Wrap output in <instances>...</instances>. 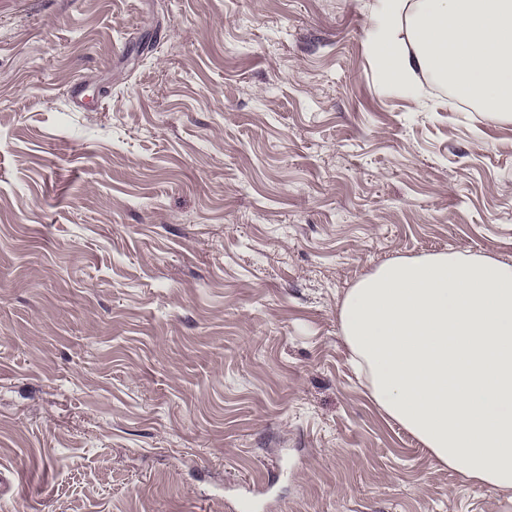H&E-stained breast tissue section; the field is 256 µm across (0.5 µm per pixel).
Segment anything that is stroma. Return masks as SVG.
<instances>
[{
  "instance_id": "obj_1",
  "label": "stroma",
  "mask_w": 512,
  "mask_h": 512,
  "mask_svg": "<svg viewBox=\"0 0 512 512\" xmlns=\"http://www.w3.org/2000/svg\"><path fill=\"white\" fill-rule=\"evenodd\" d=\"M370 5L0 0V512H512L340 332L394 257L512 259V122L383 85Z\"/></svg>"
}]
</instances>
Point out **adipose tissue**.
<instances>
[{
    "instance_id": "obj_1",
    "label": "adipose tissue",
    "mask_w": 512,
    "mask_h": 512,
    "mask_svg": "<svg viewBox=\"0 0 512 512\" xmlns=\"http://www.w3.org/2000/svg\"><path fill=\"white\" fill-rule=\"evenodd\" d=\"M369 50L388 86L418 98L428 78L512 120V0H375ZM337 316L381 413L448 468L512 491V261L399 257Z\"/></svg>"
}]
</instances>
